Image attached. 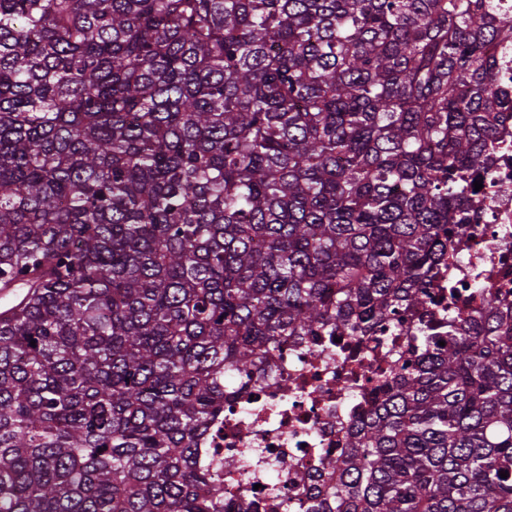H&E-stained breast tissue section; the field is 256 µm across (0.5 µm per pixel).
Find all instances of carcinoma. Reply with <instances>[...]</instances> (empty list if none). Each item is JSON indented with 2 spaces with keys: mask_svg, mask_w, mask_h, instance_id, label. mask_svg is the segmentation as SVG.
<instances>
[{
  "mask_svg": "<svg viewBox=\"0 0 512 512\" xmlns=\"http://www.w3.org/2000/svg\"><path fill=\"white\" fill-rule=\"evenodd\" d=\"M499 49V0H0V512H224L234 376L434 302ZM441 315L288 512H512V303Z\"/></svg>",
  "mask_w": 512,
  "mask_h": 512,
  "instance_id": "1",
  "label": "carcinoma"
}]
</instances>
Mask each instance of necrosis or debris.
Listing matches in <instances>:
<instances>
[{
    "mask_svg": "<svg viewBox=\"0 0 512 512\" xmlns=\"http://www.w3.org/2000/svg\"><path fill=\"white\" fill-rule=\"evenodd\" d=\"M500 88L504 119L490 178L471 195L477 223L455 250L448 276L458 288L512 292V61ZM427 314L402 312L397 333L385 340L353 339L362 361L351 367L328 336L288 342L262 378L240 376V390L224 396V415L209 432L210 471L224 493V512H282L284 502L306 499L320 479L319 452L339 451L355 416L368 408L378 376L395 359L416 355L413 338ZM236 467L228 471L225 459Z\"/></svg>",
    "mask_w": 512,
    "mask_h": 512,
    "instance_id": "obj_1",
    "label": "necrosis or debris"
}]
</instances>
